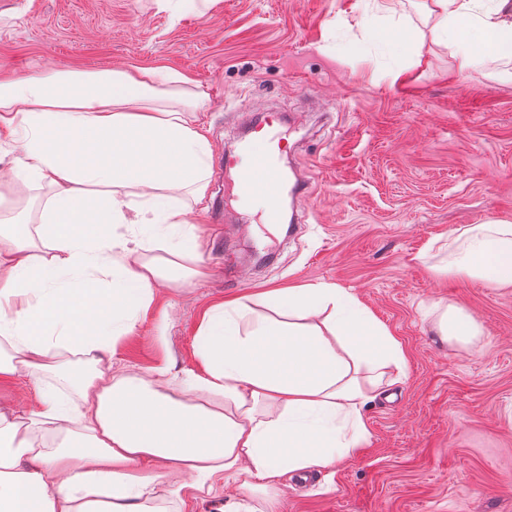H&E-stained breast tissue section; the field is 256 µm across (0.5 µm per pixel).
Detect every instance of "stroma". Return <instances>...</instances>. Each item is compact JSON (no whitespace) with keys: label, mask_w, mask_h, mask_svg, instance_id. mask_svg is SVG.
Masks as SVG:
<instances>
[{"label":"stroma","mask_w":512,"mask_h":512,"mask_svg":"<svg viewBox=\"0 0 512 512\" xmlns=\"http://www.w3.org/2000/svg\"><path fill=\"white\" fill-rule=\"evenodd\" d=\"M363 0H0V74L42 76L166 64L209 97L202 259L187 284L162 286L112 369L197 370L201 312L242 299L263 313L269 288L350 290L400 342L407 371L365 411L369 441L301 484L284 474L257 493L262 512H512V288L448 275L436 239L490 218L512 221V80L461 74L434 42L424 0L405 11L416 46L362 20ZM286 122L289 197L305 221L272 233L232 208L220 169L255 114ZM50 186L0 183V220L37 227ZM243 272L225 282V268ZM471 315L475 343L441 340L427 309Z\"/></svg>","instance_id":"35a3bbf8"}]
</instances>
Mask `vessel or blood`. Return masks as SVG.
<instances>
[{
    "label": "vessel or blood",
    "instance_id": "obj_1",
    "mask_svg": "<svg viewBox=\"0 0 512 512\" xmlns=\"http://www.w3.org/2000/svg\"><path fill=\"white\" fill-rule=\"evenodd\" d=\"M278 115H265L262 122L254 126L250 139L243 143L238 154L223 159L224 180L229 193L236 202H243L252 196L262 194L271 201L264 215L267 224L281 220L278 203L286 190L294 194L306 195V186L287 187L278 160L281 150V137L276 129Z\"/></svg>",
    "mask_w": 512,
    "mask_h": 512
}]
</instances>
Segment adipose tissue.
I'll use <instances>...</instances> for the list:
<instances>
[{"instance_id": "1", "label": "adipose tissue", "mask_w": 512, "mask_h": 512, "mask_svg": "<svg viewBox=\"0 0 512 512\" xmlns=\"http://www.w3.org/2000/svg\"><path fill=\"white\" fill-rule=\"evenodd\" d=\"M428 10L459 72L490 62L512 76V0H429ZM192 85L162 64L0 79V142L22 154L10 176L53 190L41 258L17 225H0V384L65 376L68 354L93 366L69 391H42L30 415L0 403V512H157L155 501L212 493L228 475L242 491L265 490L362 448L367 402L406 373L387 326L322 283L270 291L258 315L239 299L211 305L195 335L201 368L180 385L166 368L113 372L160 285L196 275L176 263L200 257L189 216L206 212L212 159L198 118L206 96ZM93 187L109 188L104 203L91 201ZM130 188L139 233L116 241ZM452 238L450 275L512 286L511 222ZM194 392L208 401L187 403Z\"/></svg>"}]
</instances>
